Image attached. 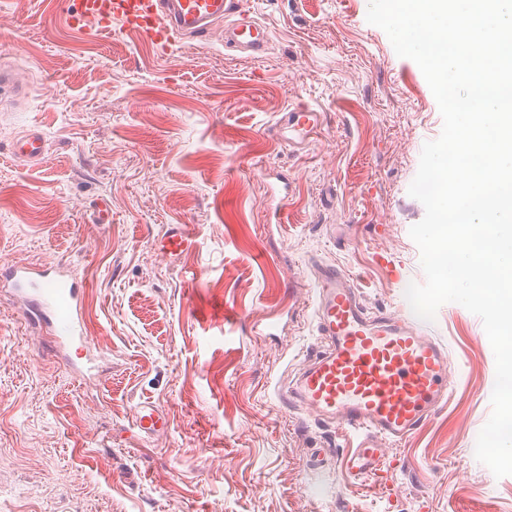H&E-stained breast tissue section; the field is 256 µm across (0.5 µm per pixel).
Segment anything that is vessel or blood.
<instances>
[{"mask_svg":"<svg viewBox=\"0 0 512 512\" xmlns=\"http://www.w3.org/2000/svg\"><path fill=\"white\" fill-rule=\"evenodd\" d=\"M116 22L162 52L178 39L206 35L218 22L224 25L225 49L259 57L271 43L269 29L243 0H79L70 17L74 27L94 23L104 34ZM0 88L19 100L31 92L15 69L5 65L0 66ZM322 122V112L302 106L278 120L277 133L286 144L306 146ZM46 151V137L35 127L12 143L15 159L27 165L40 164ZM194 243L190 228L177 224L164 232L156 252L172 262ZM7 277L25 297L27 319L48 329L63 354L90 349L83 332V284L61 269H13ZM314 281L321 346L289 386L288 399L353 441L345 471L352 485L361 487L378 480L384 444L408 437L447 401L452 374L448 349L427 325L409 322L400 312L370 313L346 270L316 265ZM133 426L151 439L168 430L169 421L156 404L142 401L134 408Z\"/></svg>","mask_w":512,"mask_h":512,"instance_id":"b4317fda","label":"vessel or blood"}]
</instances>
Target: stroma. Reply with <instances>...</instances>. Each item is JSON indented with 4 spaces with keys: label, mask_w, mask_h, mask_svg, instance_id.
Instances as JSON below:
<instances>
[{
    "label": "stroma",
    "mask_w": 512,
    "mask_h": 512,
    "mask_svg": "<svg viewBox=\"0 0 512 512\" xmlns=\"http://www.w3.org/2000/svg\"><path fill=\"white\" fill-rule=\"evenodd\" d=\"M368 3L246 0L272 33L253 58L225 53L220 23L160 54L117 24L70 27L76 0H0V55L33 87L0 97V265L85 281L101 357L94 376L68 371L0 287V512H512V475L475 457L495 358L460 304L432 323L459 368L448 401L387 445L389 492L352 487L345 437L281 398L319 343L316 264L351 273L372 312L408 311L425 281L408 189L443 120ZM302 104L324 114L313 143H278ZM32 126L37 166L9 155ZM172 224L196 242L170 263L155 241ZM141 400L165 436L133 428ZM133 426L144 438L153 439L168 430L169 421L156 404L142 401L134 408Z\"/></svg>",
    "instance_id": "stroma-1"
}]
</instances>
